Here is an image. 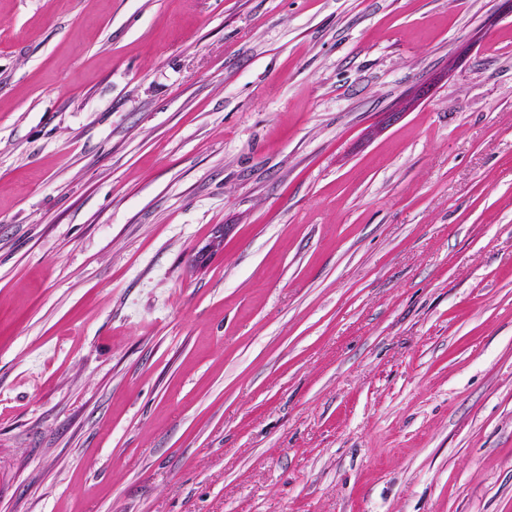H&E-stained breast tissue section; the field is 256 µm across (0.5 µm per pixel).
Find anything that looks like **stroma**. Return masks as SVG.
Here are the masks:
<instances>
[{
  "label": "stroma",
  "instance_id": "35a3bbf8",
  "mask_svg": "<svg viewBox=\"0 0 512 512\" xmlns=\"http://www.w3.org/2000/svg\"><path fill=\"white\" fill-rule=\"evenodd\" d=\"M0 512H512V0H0Z\"/></svg>",
  "mask_w": 512,
  "mask_h": 512
}]
</instances>
